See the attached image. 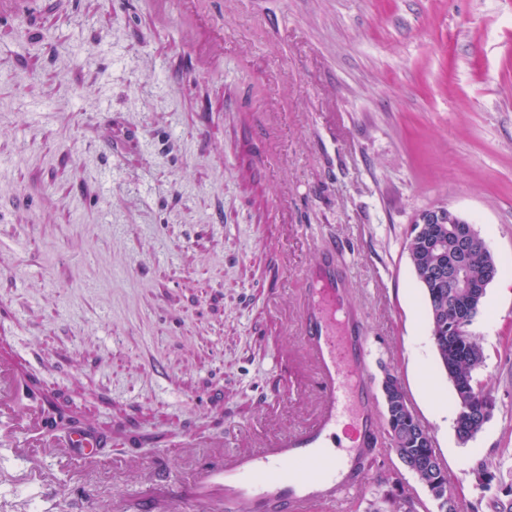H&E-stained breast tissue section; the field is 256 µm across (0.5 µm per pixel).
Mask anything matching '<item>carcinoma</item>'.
Listing matches in <instances>:
<instances>
[{
  "mask_svg": "<svg viewBox=\"0 0 512 512\" xmlns=\"http://www.w3.org/2000/svg\"><path fill=\"white\" fill-rule=\"evenodd\" d=\"M413 232L417 233V243L407 246V250L415 275L425 291L431 336L440 366L454 389L457 407L455 430L458 439L467 442L474 437L471 433L473 419L467 406L493 407L490 393L478 379V373L485 363V353L473 333H456L464 318L465 307L455 299L453 290L448 288V265L454 255L436 248L439 232L435 225L416 224ZM491 264H497L495 256L489 252L484 239H477L469 265L473 281L482 282ZM388 394L391 410L384 415V423L388 435L396 443L393 451L418 483L446 490L450 481L435 453L432 436L409 409L405 389L396 374L388 386ZM413 507L412 497L399 494L387 507H376L372 512H414Z\"/></svg>",
  "mask_w": 512,
  "mask_h": 512,
  "instance_id": "obj_1",
  "label": "carcinoma"
}]
</instances>
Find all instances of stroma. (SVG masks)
I'll use <instances>...</instances> for the list:
<instances>
[{"mask_svg":"<svg viewBox=\"0 0 512 512\" xmlns=\"http://www.w3.org/2000/svg\"><path fill=\"white\" fill-rule=\"evenodd\" d=\"M224 71L203 75L187 38L142 0H38L0 18V362L26 365L58 406L116 432L202 446L290 414L268 314L317 246H342L351 300L368 317L373 385L396 373L448 471L456 512L512 483V0H234ZM284 112L273 162L256 158L252 112ZM209 147H201L202 137ZM293 223L280 265L273 203ZM445 204L472 222L501 272L471 326L490 420L461 442L405 243ZM0 438V512H106L131 479L121 449L76 478L25 482ZM501 475L484 488L481 468ZM406 491L437 507L396 457L350 498L369 512Z\"/></svg>","mask_w":512,"mask_h":512,"instance_id":"obj_1","label":"stroma"}]
</instances>
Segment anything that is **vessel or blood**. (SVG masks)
Returning a JSON list of instances; mask_svg holds the SVG:
<instances>
[{"label":"vessel or blood","instance_id":"1","mask_svg":"<svg viewBox=\"0 0 512 512\" xmlns=\"http://www.w3.org/2000/svg\"><path fill=\"white\" fill-rule=\"evenodd\" d=\"M183 31L204 38L212 56L224 54V27L202 0H184ZM280 115L257 112L254 125L265 142L258 154L269 158L267 137L276 135ZM305 296L298 344L311 373L315 411L283 433L205 462L181 480L163 470L149 473L117 512H343L367 470L374 468L384 424L374 409L369 373V331L363 313L349 302V289L336 265V246H320L304 265ZM20 399L7 414L11 431L57 430L49 412L52 396L36 388L24 368L0 366V397ZM53 454L60 466L101 461L110 439L77 426L62 436Z\"/></svg>","mask_w":512,"mask_h":512}]
</instances>
